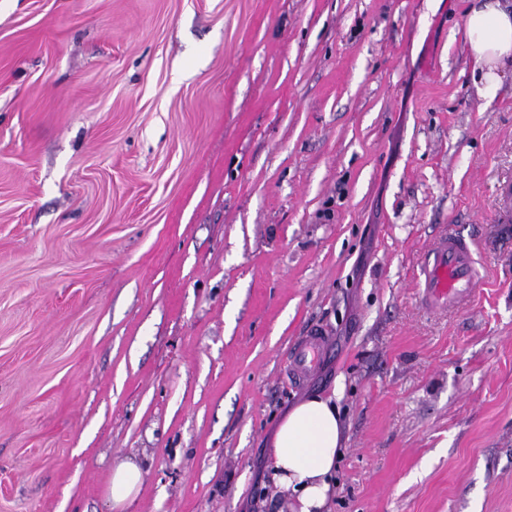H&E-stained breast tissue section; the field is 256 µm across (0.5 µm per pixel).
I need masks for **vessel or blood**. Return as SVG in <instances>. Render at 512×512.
<instances>
[{
  "instance_id": "1",
  "label": "vessel or blood",
  "mask_w": 512,
  "mask_h": 512,
  "mask_svg": "<svg viewBox=\"0 0 512 512\" xmlns=\"http://www.w3.org/2000/svg\"><path fill=\"white\" fill-rule=\"evenodd\" d=\"M416 279L420 302L430 310L445 311L470 302L483 282V273L473 256L472 242L445 233L423 253ZM329 345L328 336L319 329L300 337L288 354V377L295 383H303Z\"/></svg>"
}]
</instances>
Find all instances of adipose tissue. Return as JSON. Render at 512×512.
<instances>
[{"label": "adipose tissue", "mask_w": 512, "mask_h": 512, "mask_svg": "<svg viewBox=\"0 0 512 512\" xmlns=\"http://www.w3.org/2000/svg\"><path fill=\"white\" fill-rule=\"evenodd\" d=\"M466 37L485 90L496 91L501 68L512 62V0H472ZM344 436L338 407L318 394L295 403L278 421L268 481L294 499L298 512H324L336 485Z\"/></svg>", "instance_id": "ef3b65f1"}]
</instances>
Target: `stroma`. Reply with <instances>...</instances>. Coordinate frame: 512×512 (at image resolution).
I'll use <instances>...</instances> for the list:
<instances>
[{
	"mask_svg": "<svg viewBox=\"0 0 512 512\" xmlns=\"http://www.w3.org/2000/svg\"><path fill=\"white\" fill-rule=\"evenodd\" d=\"M468 0H0V512H291L267 444L335 395L330 512H512V69ZM484 282L435 314L429 240ZM330 349L302 384L310 328ZM466 17V37L484 89L499 88V71L512 63V1L471 0ZM511 1V2H510ZM420 302L433 311H446L470 302L483 282L473 256V243L445 233L425 250L416 270ZM329 345V336L320 329H313L306 336H301L288 354V378L294 383H303L316 368ZM142 467L133 459L121 461L112 468L110 498L112 509L123 508L135 496L142 484Z\"/></svg>",
	"mask_w": 512,
	"mask_h": 512,
	"instance_id": "stroma-1",
	"label": "stroma"
}]
</instances>
